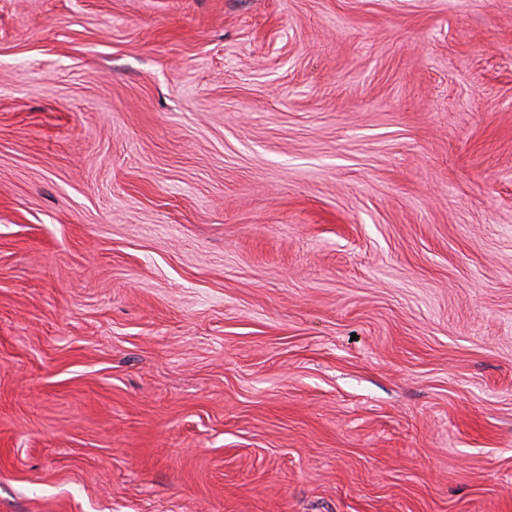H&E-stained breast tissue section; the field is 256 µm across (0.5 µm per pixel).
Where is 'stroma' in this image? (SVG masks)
<instances>
[{"label": "stroma", "mask_w": 512, "mask_h": 512, "mask_svg": "<svg viewBox=\"0 0 512 512\" xmlns=\"http://www.w3.org/2000/svg\"><path fill=\"white\" fill-rule=\"evenodd\" d=\"M0 512H512V0H0Z\"/></svg>", "instance_id": "stroma-1"}]
</instances>
